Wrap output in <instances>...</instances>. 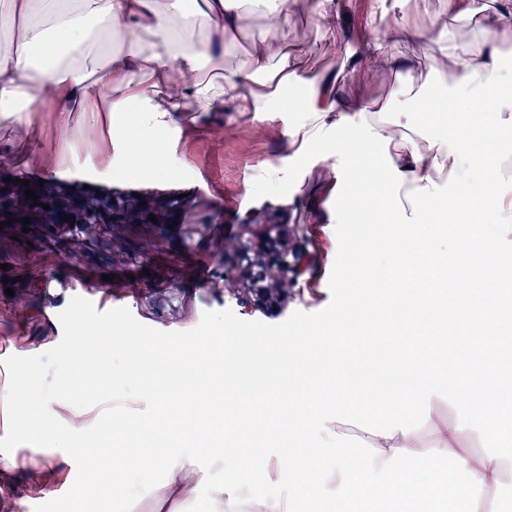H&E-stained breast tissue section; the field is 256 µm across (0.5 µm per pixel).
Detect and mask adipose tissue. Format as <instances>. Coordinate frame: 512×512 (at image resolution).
<instances>
[{
    "instance_id": "adipose-tissue-1",
    "label": "adipose tissue",
    "mask_w": 512,
    "mask_h": 512,
    "mask_svg": "<svg viewBox=\"0 0 512 512\" xmlns=\"http://www.w3.org/2000/svg\"><path fill=\"white\" fill-rule=\"evenodd\" d=\"M430 2L401 0L391 26L374 31L362 53L390 69L411 64L399 45L433 49L437 70L449 74L446 92L433 99L431 74L419 75L398 89L400 111L389 98L351 101L335 76L272 65L262 46L246 68L225 73L248 0H8L0 12L8 36L0 104L57 113L65 126L78 115L107 131L132 115L137 133L126 149L135 157L185 111L176 79L208 89L207 108L230 101L246 112L258 98L253 76L264 73L305 89L309 120L289 129L290 140L318 153L332 130L351 158H360L362 143L376 148L379 162L362 165L359 182L337 176V199H354L359 185L393 189L379 217L389 233L358 247L383 257L395 291L380 306L345 307L334 322L338 332L353 322L389 340L391 355L366 371L373 387L331 400L310 389L323 368L298 357L306 332L273 349L217 334L206 357L224 364V403L189 399L181 413L243 417L278 391L286 396L278 443L244 453L219 427L194 451L174 444L147 461L135 448L117 452L108 512L139 502L147 512H188L197 500L195 457L221 473L202 512H294L299 498L319 512H494L512 486V339L500 331L512 317V273L500 261L512 248V188L489 176L512 159V65L503 59L512 0H497L490 16L480 0H440L443 16L481 29L463 46ZM414 112L447 113V135L417 131ZM432 319L440 332L430 330ZM308 435L317 448L304 457L292 442Z\"/></svg>"
}]
</instances>
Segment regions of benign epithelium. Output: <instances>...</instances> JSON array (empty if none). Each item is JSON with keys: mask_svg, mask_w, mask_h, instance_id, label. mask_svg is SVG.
<instances>
[{"mask_svg": "<svg viewBox=\"0 0 512 512\" xmlns=\"http://www.w3.org/2000/svg\"><path fill=\"white\" fill-rule=\"evenodd\" d=\"M32 189L37 199L25 197V190ZM50 205V209L42 205ZM187 205L184 198H161L131 194H102L87 191L73 195L67 190L37 184L5 185L0 182V223L13 220L20 224L29 218L33 224H44L69 232L68 240L77 246L95 244L105 240L92 236L100 224L155 223L168 224ZM248 223H263L267 231L255 239L240 240L224 248L233 256L232 269L236 271L238 287L231 290L244 311L252 312L274 307L296 280L302 260L300 251L291 245L287 226L278 223L267 212L247 216Z\"/></svg>", "mask_w": 512, "mask_h": 512, "instance_id": "1", "label": "benign epithelium"}]
</instances>
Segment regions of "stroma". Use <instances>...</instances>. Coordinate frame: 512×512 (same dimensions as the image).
<instances>
[{"label":"stroma","mask_w":512,"mask_h":512,"mask_svg":"<svg viewBox=\"0 0 512 512\" xmlns=\"http://www.w3.org/2000/svg\"><path fill=\"white\" fill-rule=\"evenodd\" d=\"M297 16L287 37L263 21L250 18L244 34L224 56V69H241L253 44L278 46L287 40L292 57L306 72H337L348 98L390 95L413 74L434 66L431 52L400 45L411 67L381 71L358 62L374 28L391 24L395 0H332L333 27L316 11L317 0H287ZM352 57L342 65V56ZM178 126L154 137L164 147L163 167L152 159L131 166L124 127L98 133L72 119L61 126L53 112H0V176L64 188L105 193H139L163 197L186 195L189 205L171 224H119L112 230V249L99 254L85 248L70 255L61 231L45 225L0 228V345L10 354L37 355L62 338L58 314L81 296L97 311L127 307L140 323L160 331H189L205 312L233 310L241 320L284 322L292 313H314L330 301L329 278L338 250L335 198L327 185L337 171H357L328 132L326 147L297 154L288 130L300 123L302 92L283 87L248 112L232 104L223 111H203L194 91ZM63 158L57 168L41 166V153ZM280 213L294 227V240L307 253L304 268L289 288L281 310L246 313L225 291L224 246L244 237L243 221L253 212ZM13 288H6V281ZM19 469L0 476L10 498L0 512H34L36 506L65 494L77 469L68 465L49 483L36 481L47 470L49 449L28 444L13 452Z\"/></svg>","instance_id":"1"}]
</instances>
